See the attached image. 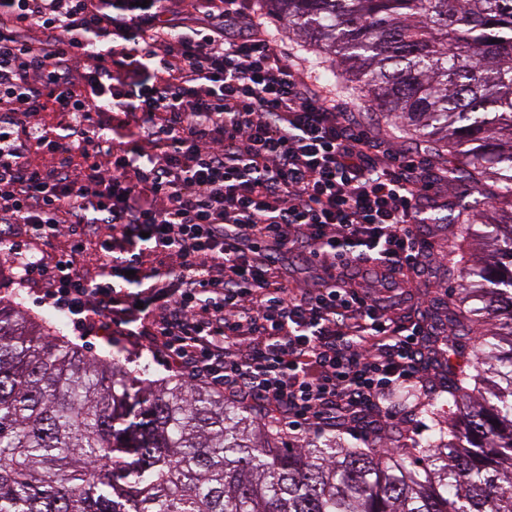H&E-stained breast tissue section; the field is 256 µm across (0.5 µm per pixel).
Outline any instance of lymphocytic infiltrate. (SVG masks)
Returning a JSON list of instances; mask_svg holds the SVG:
<instances>
[{
    "label": "lymphocytic infiltrate",
    "instance_id": "f902f5d3",
    "mask_svg": "<svg viewBox=\"0 0 512 512\" xmlns=\"http://www.w3.org/2000/svg\"><path fill=\"white\" fill-rule=\"evenodd\" d=\"M184 6L210 25L174 28ZM444 182L309 82L254 0H0V260L89 323L140 321L169 367L292 434L349 428L416 385L423 325L353 283L418 273ZM145 250L161 268L143 279Z\"/></svg>",
    "mask_w": 512,
    "mask_h": 512
}]
</instances>
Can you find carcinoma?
<instances>
[{
    "label": "carcinoma",
    "instance_id": "cac0c4a2",
    "mask_svg": "<svg viewBox=\"0 0 512 512\" xmlns=\"http://www.w3.org/2000/svg\"><path fill=\"white\" fill-rule=\"evenodd\" d=\"M371 112L466 180L459 407L422 448L297 444L224 394L142 380L0 297V512H512V0H268Z\"/></svg>",
    "mask_w": 512,
    "mask_h": 512
}]
</instances>
